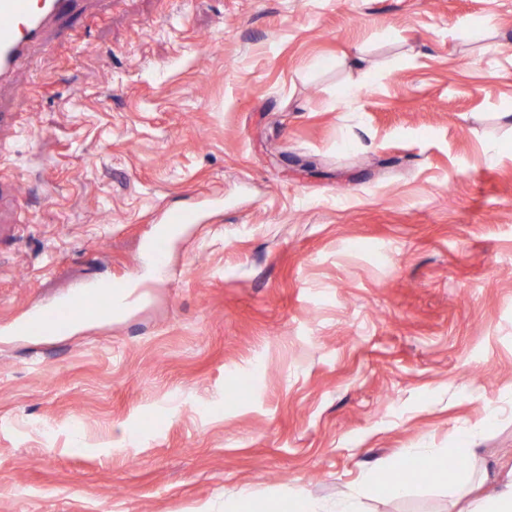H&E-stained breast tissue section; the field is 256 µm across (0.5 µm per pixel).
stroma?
<instances>
[{
	"label": "stroma",
	"mask_w": 512,
	"mask_h": 512,
	"mask_svg": "<svg viewBox=\"0 0 512 512\" xmlns=\"http://www.w3.org/2000/svg\"><path fill=\"white\" fill-rule=\"evenodd\" d=\"M66 28L0 85V512H454L512 463V0H83ZM117 281L125 314L18 333ZM462 445L459 487L359 491ZM289 497L288 509L291 512H359L357 502L347 494L339 495L329 507L300 490H294Z\"/></svg>",
	"instance_id": "1"
}]
</instances>
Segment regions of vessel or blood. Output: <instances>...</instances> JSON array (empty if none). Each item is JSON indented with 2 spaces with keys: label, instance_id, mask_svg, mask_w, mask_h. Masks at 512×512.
Here are the masks:
<instances>
[{
  "label": "vessel or blood",
  "instance_id": "obj_1",
  "mask_svg": "<svg viewBox=\"0 0 512 512\" xmlns=\"http://www.w3.org/2000/svg\"><path fill=\"white\" fill-rule=\"evenodd\" d=\"M77 5L78 0H0V80L9 79L29 48L42 42L49 23L73 15ZM76 305L83 314L96 318L111 313L112 296L93 291L83 293L73 303L39 309L25 327L38 330L49 319L65 326Z\"/></svg>",
  "mask_w": 512,
  "mask_h": 512
}]
</instances>
